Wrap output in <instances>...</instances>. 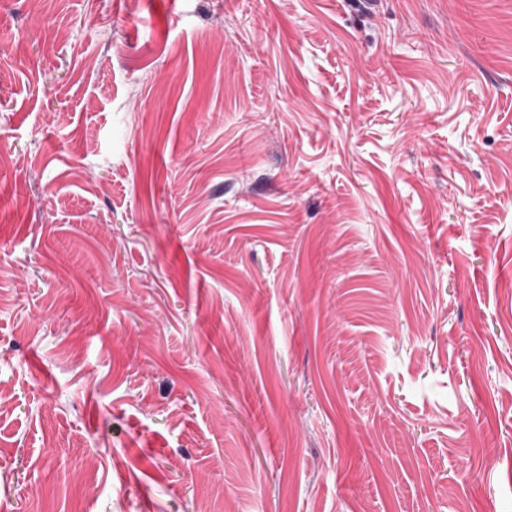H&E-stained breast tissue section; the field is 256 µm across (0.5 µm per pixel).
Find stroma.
<instances>
[{"instance_id":"35a3bbf8","label":"stroma","mask_w":512,"mask_h":512,"mask_svg":"<svg viewBox=\"0 0 512 512\" xmlns=\"http://www.w3.org/2000/svg\"><path fill=\"white\" fill-rule=\"evenodd\" d=\"M0 512H512V0H0Z\"/></svg>"}]
</instances>
